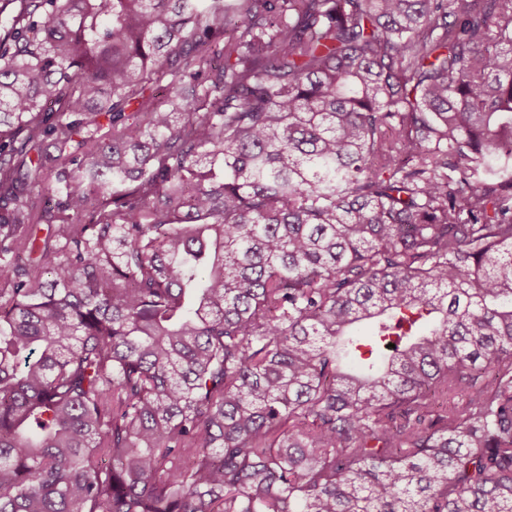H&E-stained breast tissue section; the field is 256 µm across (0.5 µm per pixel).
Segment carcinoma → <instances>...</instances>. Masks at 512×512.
Instances as JSON below:
<instances>
[{
  "label": "carcinoma",
  "mask_w": 512,
  "mask_h": 512,
  "mask_svg": "<svg viewBox=\"0 0 512 512\" xmlns=\"http://www.w3.org/2000/svg\"><path fill=\"white\" fill-rule=\"evenodd\" d=\"M0 512H512V0H0Z\"/></svg>",
  "instance_id": "cac0c4a2"
}]
</instances>
